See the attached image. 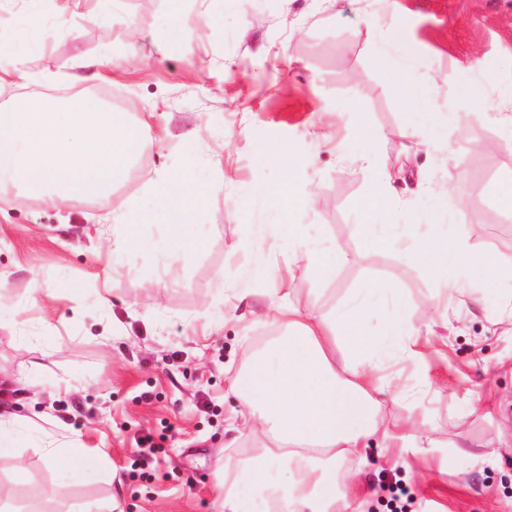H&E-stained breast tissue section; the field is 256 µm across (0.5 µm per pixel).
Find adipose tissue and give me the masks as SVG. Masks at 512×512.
Instances as JSON below:
<instances>
[{
    "mask_svg": "<svg viewBox=\"0 0 512 512\" xmlns=\"http://www.w3.org/2000/svg\"><path fill=\"white\" fill-rule=\"evenodd\" d=\"M144 195L158 203L152 214L166 233L160 243L137 236L134 224L141 217L139 198L128 200L114 213L111 225L122 228L130 248L161 252L167 259L185 257L193 246L187 229L191 212L201 206L203 192L191 176L171 173L150 177ZM271 223L261 225L264 238L287 236L303 263L306 277H330L345 254L310 235L304 225L281 221L283 199L274 190L256 191ZM412 206H401L399 217L413 226L417 242L411 256L439 279L449 303H464V286L448 279L451 269L464 270L470 278L491 283L512 272L503 262L474 257L466 243L441 236L429 224H413ZM274 280L273 302L265 319L284 328L267 347L246 356L230 390L238 395L239 415L249 425L258 445L257 455L225 467L220 486L223 512H336L345 496L339 483L354 479L346 462L365 466L367 441L381 436L385 444H413L414 434L394 432L377 393L404 392L399 376L389 373L394 364L419 359L418 333L408 323L395 289L377 282L361 288L343 308L329 314L299 309L289 289L276 280L275 264L266 267ZM388 311L384 335H373L365 325L377 309ZM47 462L77 476L94 461L79 446L76 435L60 442L45 441Z\"/></svg>",
    "mask_w": 512,
    "mask_h": 512,
    "instance_id": "1",
    "label": "adipose tissue"
}]
</instances>
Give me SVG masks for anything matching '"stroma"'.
Listing matches in <instances>:
<instances>
[{
	"label": "stroma",
	"instance_id": "obj_1",
	"mask_svg": "<svg viewBox=\"0 0 512 512\" xmlns=\"http://www.w3.org/2000/svg\"><path fill=\"white\" fill-rule=\"evenodd\" d=\"M170 0H0L1 65L22 76L0 93L67 92L100 99L129 124L149 128L129 180L104 200L56 208L14 192L0 207V411L35 414L29 435L0 457L6 512H220L216 478L224 463L251 456L229 419L239 402L228 382L245 353L279 336L258 322L264 267L277 259L299 308L330 312L358 288L382 281L398 290L414 329H432L430 347L402 367L421 400L383 396L391 422L412 423L435 445L422 453L368 442L361 494L342 512H391L389 488L413 495L412 512H512V277L469 286L471 303L446 306L435 278L410 255L370 245L359 206L372 173L346 155L364 144L401 174L382 220L397 204L421 223H451L478 258L512 263V137L500 121L512 110L500 89L512 82V0H188L192 34L171 49ZM384 10L407 43L415 81L438 92L408 97L368 26ZM38 51H30L27 32ZM90 60L79 69L77 58ZM292 154L285 195L317 185L320 203L291 208L285 223L347 255L326 279H307L287 238L254 243L268 216L259 186L279 183L277 156ZM191 166L205 198L194 215L195 246L167 264L128 249L122 235L94 226L138 195L145 175ZM453 200L424 208L440 184ZM487 225L480 237L470 228ZM56 288L46 306L35 285ZM254 288L253 306L227 317L222 288ZM108 289L109 306L98 301ZM223 318L220 330L209 322ZM78 434L104 470L77 480L49 469L40 438ZM158 436L154 454L137 440ZM26 477L16 482V460ZM118 483H109L106 467Z\"/></svg>",
	"mask_w": 512,
	"mask_h": 512
}]
</instances>
